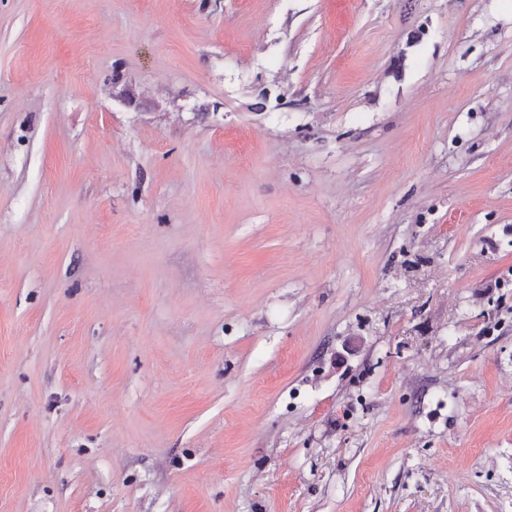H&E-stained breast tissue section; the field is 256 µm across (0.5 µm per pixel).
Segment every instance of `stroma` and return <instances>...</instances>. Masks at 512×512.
Instances as JSON below:
<instances>
[{
    "instance_id": "obj_1",
    "label": "stroma",
    "mask_w": 512,
    "mask_h": 512,
    "mask_svg": "<svg viewBox=\"0 0 512 512\" xmlns=\"http://www.w3.org/2000/svg\"><path fill=\"white\" fill-rule=\"evenodd\" d=\"M0 512H512V0H0Z\"/></svg>"
}]
</instances>
